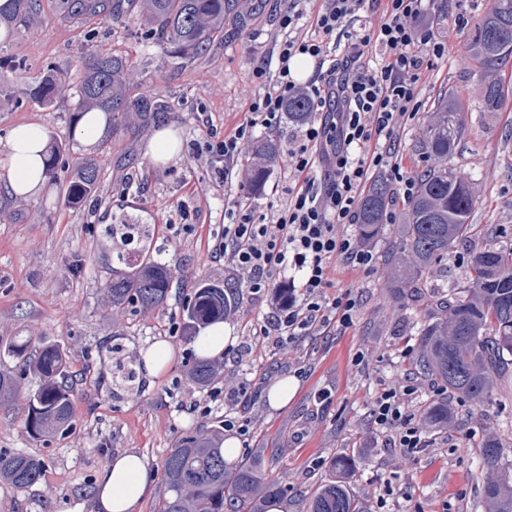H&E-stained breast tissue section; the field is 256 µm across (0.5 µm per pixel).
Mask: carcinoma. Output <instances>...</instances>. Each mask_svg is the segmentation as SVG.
<instances>
[{
  "label": "carcinoma",
  "instance_id": "cac0c4a2",
  "mask_svg": "<svg viewBox=\"0 0 512 512\" xmlns=\"http://www.w3.org/2000/svg\"><path fill=\"white\" fill-rule=\"evenodd\" d=\"M143 2L148 30L166 52L191 60L224 33V17L236 16L240 24L247 15L237 10L239 0H56L67 19L83 25L112 16L117 20ZM41 11V0H12L11 22L25 26ZM471 59L488 75L505 67L512 59V0H493L489 11L474 25L468 37ZM54 79L41 82L31 91L33 101L49 105L57 95ZM76 110L95 106L104 112H136L147 120L165 111L162 101L134 94L130 87L128 58L118 53L92 51L82 63L74 85ZM502 90L491 79L482 91L483 109L497 112ZM310 104L303 96L288 103V116L305 120ZM464 133L461 106L457 99L445 97L438 102L423 129L420 147L434 165L418 175V184L405 207L401 240L383 254V264L394 269L407 266L414 278L391 280L390 288L400 298L408 289L420 287L423 276L437 261L448 255L452 244L471 230L470 217L477 205L471 183L448 167V156ZM276 145L266 142L254 147L257 161L249 164L248 181L256 190L266 182L268 169L262 162L275 157ZM99 176V166L86 160L72 181L69 198L79 200L90 191ZM393 192L383 180L375 181L360 205L356 232L360 241L377 238L383 228L384 213ZM122 264H137V272L114 277L105 283V292L115 304L137 302L145 307L158 306L168 297L170 276L167 269L142 254L118 256ZM472 288L441 299L445 317L425 324L419 332V356L414 370L441 383L447 389L483 402L499 385L512 382V247L487 245L476 251L470 261ZM240 285L230 279L224 284L202 282L184 305L183 333L194 340L211 323L235 312L239 306ZM31 340L13 338L0 344V361L20 359L44 382L25 397L23 425L34 438L72 427L73 398L71 376L61 349L50 343L38 347L37 355L27 356ZM198 385L213 378V368L198 361L189 371ZM19 395L15 377L0 370V409L12 405ZM431 427L448 425V402L425 403L420 414ZM224 433L214 429L208 434L182 438L163 462L165 492L157 512H267V504L283 495L277 480L266 477L262 462L246 459L230 464L224 459ZM504 447L495 438L483 440L479 456L483 468L499 469ZM337 476L302 499L300 512H363L361 502L348 488L355 474L354 458L345 455L332 462ZM0 476L19 488H27L40 479L41 462L26 454L0 452ZM481 493L494 512H512V479L489 476Z\"/></svg>",
  "mask_w": 512,
  "mask_h": 512
}]
</instances>
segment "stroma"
Returning a JSON list of instances; mask_svg holds the SVG:
<instances>
[{"label": "stroma", "mask_w": 512, "mask_h": 512, "mask_svg": "<svg viewBox=\"0 0 512 512\" xmlns=\"http://www.w3.org/2000/svg\"><path fill=\"white\" fill-rule=\"evenodd\" d=\"M41 3L40 18L0 41V340L22 336L62 348L75 380L74 425L36 439L23 427V402L0 410V451L30 454L44 465L40 480L24 489L0 478V512H92L99 472L125 452L142 454L149 464L151 489L136 512H154L170 450L181 438L222 422L224 397L244 381L247 402L236 416L247 429L237 435V454L262 459L268 477L282 482L285 512H298L302 497L330 479L331 463L341 455L356 460L351 490L365 512H489L477 447L497 438L505 449L502 471L512 476V393L496 392L479 403L417 378L415 406L447 398L455 420L441 429L423 428L428 445L411 454L375 431L368 412L371 397L411 372L420 325L441 315L434 297L470 286L468 258L484 247L488 230L502 228L498 244L512 245V65L496 75L503 89L500 111L482 112L487 76L467 57V34L452 28L460 13L478 21L492 0H431V17L448 36V56L420 83V111L397 136L406 169L429 168L419 148L428 116L446 96L461 101L465 133L448 165L473 181L478 205L471 234L431 267L417 302L394 298L387 267L337 272V291H351L357 300L353 325L281 347L255 345L252 332L271 312V300L252 294L245 274L211 260L207 243L223 232L226 208L241 205L258 222L286 204L285 153L297 126L285 117L275 126L253 128L243 143L246 151L267 140L278 146L258 191L250 187L244 163L224 181L193 147L231 132L247 117L259 90L254 70L269 54L288 0H261L244 27L225 20L223 38L192 61L153 43L137 13L79 27L57 19L52 0ZM109 48L130 59L135 92L157 96L167 110L149 122L132 112L110 115L106 134L89 150L74 136L78 114L67 85L86 53ZM51 68L66 88L42 106L27 91ZM27 122L42 125L61 152L44 191L17 199L8 190L7 139L13 126ZM162 126L176 132L182 150L157 164L147 145ZM89 157L99 163L98 181L75 206L65 190ZM122 224L130 225L129 236L119 232ZM123 250L144 251L169 269L164 304L110 302L103 286L113 273L124 272L117 261ZM227 278L242 285L237 311L224 320L232 339L214 363L211 383L199 386L189 378L197 351L180 331L182 308L199 281ZM158 342L168 343L174 358L151 377L142 352ZM285 378L296 380L295 394L288 406L272 408L268 390Z\"/></svg>", "instance_id": "35a3bbf8"}]
</instances>
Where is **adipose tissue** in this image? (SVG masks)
Returning <instances> with one entry per match:
<instances>
[{
	"label": "adipose tissue",
	"instance_id": "adipose-tissue-1",
	"mask_svg": "<svg viewBox=\"0 0 512 512\" xmlns=\"http://www.w3.org/2000/svg\"><path fill=\"white\" fill-rule=\"evenodd\" d=\"M12 158L9 190L18 198L41 191L46 176L45 133L39 124L16 125L9 136ZM149 491L147 462L135 453L114 457L101 470L94 495L96 512H134Z\"/></svg>",
	"mask_w": 512,
	"mask_h": 512
}]
</instances>
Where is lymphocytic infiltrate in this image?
<instances>
[{
    "label": "lymphocytic infiltrate",
    "mask_w": 512,
    "mask_h": 512,
    "mask_svg": "<svg viewBox=\"0 0 512 512\" xmlns=\"http://www.w3.org/2000/svg\"><path fill=\"white\" fill-rule=\"evenodd\" d=\"M291 0L279 16L283 33L270 53L278 61L274 80L265 69L263 85L249 116L224 138L207 141L212 162L232 173L242 141L255 126L280 122L288 101L306 96L316 116L302 122L287 149L288 202L268 222L242 214L225 225L208 249L212 260L225 261L247 276L252 293H269L288 276L287 303L256 330L259 343L281 345L299 336H318L329 327H349L357 303L351 293L328 297L337 266L363 272L377 269L376 254L351 232L360 201L374 175L389 169L404 196L415 189L396 148L397 134L419 112V83L434 60L448 54V43L435 29L426 0H378L379 22L352 29L367 0H322L306 9ZM342 33L343 47L329 58V44ZM303 55L322 68L307 84L294 80L290 61ZM414 384L383 391L374 400L372 426L390 434L393 447L414 449L424 441L410 410Z\"/></svg>",
    "instance_id": "f902f5d3"
}]
</instances>
